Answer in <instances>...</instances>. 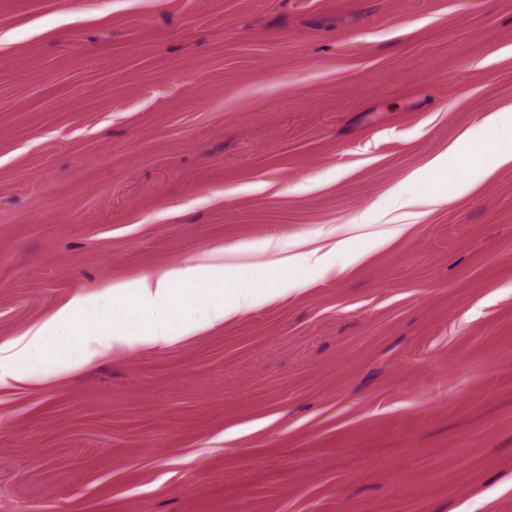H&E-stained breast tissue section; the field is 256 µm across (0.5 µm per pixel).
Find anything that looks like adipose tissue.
Wrapping results in <instances>:
<instances>
[{"mask_svg":"<svg viewBox=\"0 0 512 512\" xmlns=\"http://www.w3.org/2000/svg\"><path fill=\"white\" fill-rule=\"evenodd\" d=\"M489 132L469 139L467 150L477 156L493 145L499 146V160L512 162V113L491 117ZM266 287L245 286L232 267L213 268L195 265L171 271L157 279L140 278L112 285L113 303L124 309L122 321L101 324L87 331L84 324L87 300L77 296L58 309L42 326L13 341L0 344V384L6 380L36 378L35 366L48 361L51 353L45 341L46 331L69 330L88 355L117 346H156L173 338V325L164 320H145V312L177 306L192 320L186 333L206 330L212 323L236 316L251 308L283 296L293 290V283L281 280L273 270L266 271Z\"/></svg>","mask_w":512,"mask_h":512,"instance_id":"obj_1","label":"adipose tissue"}]
</instances>
